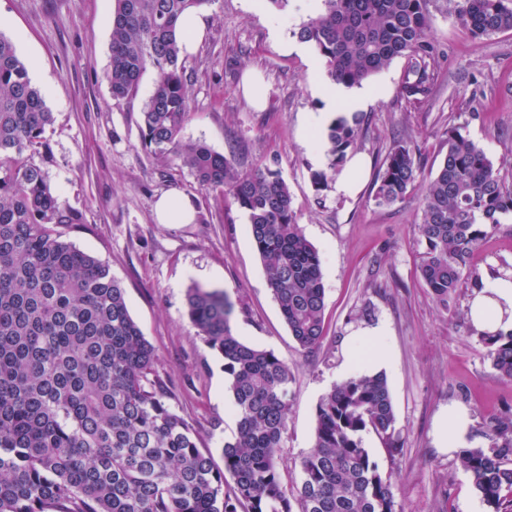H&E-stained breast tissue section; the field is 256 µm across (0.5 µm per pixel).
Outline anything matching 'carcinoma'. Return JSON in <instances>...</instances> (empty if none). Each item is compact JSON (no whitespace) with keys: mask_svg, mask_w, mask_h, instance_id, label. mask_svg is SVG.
Returning a JSON list of instances; mask_svg holds the SVG:
<instances>
[{"mask_svg":"<svg viewBox=\"0 0 512 512\" xmlns=\"http://www.w3.org/2000/svg\"><path fill=\"white\" fill-rule=\"evenodd\" d=\"M215 0H115L110 20L112 97L154 88L140 112L143 146L188 169L200 186L230 194L247 216L268 286L299 347L312 353L326 334L318 251L297 222L287 182L264 167L241 170L233 155L183 139L193 112L178 20ZM430 0H320L291 35L314 46L328 79L363 85L400 58L399 95L416 106L433 95L439 50ZM474 39L512 31V0H448ZM52 112L13 44L0 34V512H396L390 483L364 446L375 435L401 451L386 376L361 373L334 386L316 407L313 449L293 490L282 484L278 451L288 416L292 368L236 336L232 302L193 285L186 309L224 360L238 416L224 443V468L198 446L155 374L156 350L130 314L109 266L63 239L58 227L83 215L62 206L32 155L46 149ZM359 121L340 118L322 137L328 187L354 146ZM464 127L446 131V155L424 186L420 278L446 303L467 282L483 287L471 256L512 216V184ZM421 175L395 143L377 177L375 204L388 207ZM499 381L512 384V332L478 333ZM491 452L458 456L492 512H512V418L482 426ZM234 481L225 489V475Z\"/></svg>","mask_w":512,"mask_h":512,"instance_id":"cac0c4a2","label":"carcinoma"}]
</instances>
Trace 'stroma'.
<instances>
[{
	"label": "stroma",
	"mask_w": 512,
	"mask_h": 512,
	"mask_svg": "<svg viewBox=\"0 0 512 512\" xmlns=\"http://www.w3.org/2000/svg\"><path fill=\"white\" fill-rule=\"evenodd\" d=\"M113 8L114 0H0V33L15 45L53 115L48 149L34 161L60 203L84 217L62 225L63 235L108 264L123 285L132 317L156 350L155 371L170 404L194 427L200 448L223 464L237 416L223 360L186 316V293L195 284L224 291L234 333L293 369L279 450L284 486L298 482L299 462L313 447L317 404L344 379L351 332L382 326L402 450L389 454L371 434L364 445L398 512H490L457 455L436 447L433 424L448 405L464 406L473 420L467 447L488 448L482 424L512 417V385L498 381L472 330V289L461 288L445 307L419 277L420 191L384 208L373 196L394 142L411 149L423 176L435 175L451 125L465 127L502 172L512 173V32L471 39L449 16L447 0H431L441 49L435 95L420 107L401 99L400 59L371 78L375 95L358 112L354 147L369 160L368 176L361 192L346 199L331 187L315 191L310 176L317 164L303 140L308 116L323 106L309 70L318 53L306 43L293 51L288 45L291 28L312 12L311 0L281 7L262 0L256 10L249 0H214L203 8L206 32L186 62L195 111L183 136L236 153L244 167L277 170L287 182L297 221L319 252L325 288L326 337L307 353L267 285L245 214L200 187L188 169L161 163L143 147L140 112L152 73L143 75L135 96L113 99L105 79ZM250 73L264 81V108L244 90ZM170 191L193 200V223L157 222L155 202ZM471 267L485 279L512 272L511 219L486 239Z\"/></svg>",
	"instance_id": "obj_1"
}]
</instances>
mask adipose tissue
<instances>
[{"label": "adipose tissue", "instance_id": "1", "mask_svg": "<svg viewBox=\"0 0 512 512\" xmlns=\"http://www.w3.org/2000/svg\"><path fill=\"white\" fill-rule=\"evenodd\" d=\"M323 107L308 118L307 137L320 134L339 117L365 108L373 97L371 90L363 87L349 88L340 84L320 87ZM469 317L477 330L492 333L512 331V275L498 276L485 282L469 306ZM383 328L358 329L354 332L356 344L367 346L363 355L353 356L346 368L354 374L365 370L383 372L389 366V356L379 342ZM472 420L468 411L458 405L448 406L438 421L434 440L438 448L453 453L459 450L471 433Z\"/></svg>", "mask_w": 512, "mask_h": 512}]
</instances>
